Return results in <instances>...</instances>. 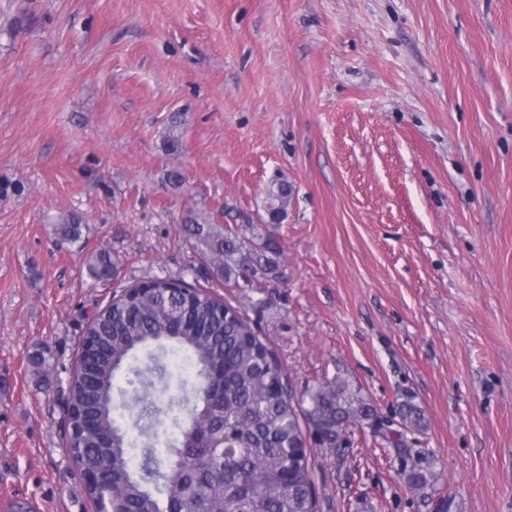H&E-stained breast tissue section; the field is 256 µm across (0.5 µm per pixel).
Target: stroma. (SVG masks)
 Listing matches in <instances>:
<instances>
[{
    "mask_svg": "<svg viewBox=\"0 0 512 512\" xmlns=\"http://www.w3.org/2000/svg\"><path fill=\"white\" fill-rule=\"evenodd\" d=\"M191 211L265 225L281 278L210 276ZM149 277L240 310L295 390L420 410L426 489L353 426L309 451L317 512H512V0H0V512H94L64 401L88 323ZM163 361L186 417L197 368ZM292 193L287 182H278L271 186L266 193V224H278L285 214L288 199ZM89 272L99 279H110L119 272V262L112 261V256L106 251L92 254L88 260Z\"/></svg>",
    "mask_w": 512,
    "mask_h": 512,
    "instance_id": "obj_1",
    "label": "stroma"
}]
</instances>
